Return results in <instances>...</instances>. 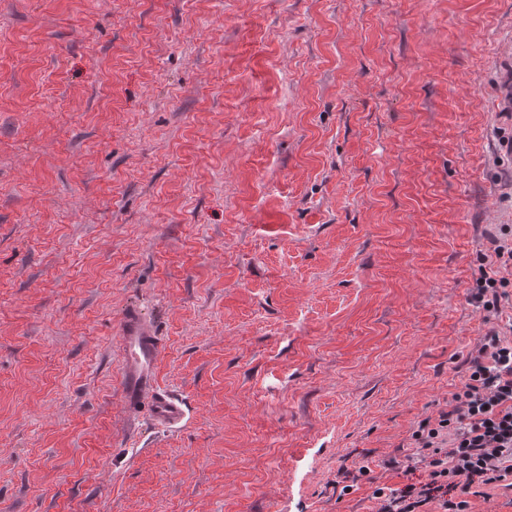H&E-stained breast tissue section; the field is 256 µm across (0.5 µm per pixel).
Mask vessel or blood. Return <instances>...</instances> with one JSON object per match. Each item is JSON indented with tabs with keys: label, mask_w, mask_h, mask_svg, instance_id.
<instances>
[{
	"label": "vessel or blood",
	"mask_w": 512,
	"mask_h": 512,
	"mask_svg": "<svg viewBox=\"0 0 512 512\" xmlns=\"http://www.w3.org/2000/svg\"><path fill=\"white\" fill-rule=\"evenodd\" d=\"M119 336L125 352L121 383L127 408L133 410L144 404L154 423L166 427L180 424L186 414L184 404L157 387L156 363L161 341L138 307L131 306L123 312Z\"/></svg>",
	"instance_id": "obj_1"
}]
</instances>
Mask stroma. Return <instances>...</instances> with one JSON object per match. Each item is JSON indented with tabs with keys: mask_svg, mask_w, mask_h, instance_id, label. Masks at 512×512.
I'll return each mask as SVG.
<instances>
[{
	"mask_svg": "<svg viewBox=\"0 0 512 512\" xmlns=\"http://www.w3.org/2000/svg\"><path fill=\"white\" fill-rule=\"evenodd\" d=\"M509 83L512 0H0V512H374L512 319ZM486 264L488 265V271L485 266L477 288L473 289L472 299L479 304L478 307L481 305L484 311L498 314L501 311V301L503 299L508 301V295L506 292L498 293L495 288H500L506 283V280H504V277L498 278L500 266H496V269H494L496 261H489L487 258ZM489 290H494L491 299L487 298ZM119 336L125 352L121 383L127 408L134 410L146 404L157 425L173 427L180 424L186 414L184 403L157 388L156 363L162 345L138 307L130 306L123 312Z\"/></svg>",
	"mask_w": 512,
	"mask_h": 512,
	"instance_id": "1",
	"label": "stroma"
}]
</instances>
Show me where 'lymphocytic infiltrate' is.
I'll return each mask as SVG.
<instances>
[{"label": "lymphocytic infiltrate", "mask_w": 512, "mask_h": 512, "mask_svg": "<svg viewBox=\"0 0 512 512\" xmlns=\"http://www.w3.org/2000/svg\"><path fill=\"white\" fill-rule=\"evenodd\" d=\"M405 482L376 487V512H469L468 498L512 478V338L494 329L428 428Z\"/></svg>", "instance_id": "1"}]
</instances>
